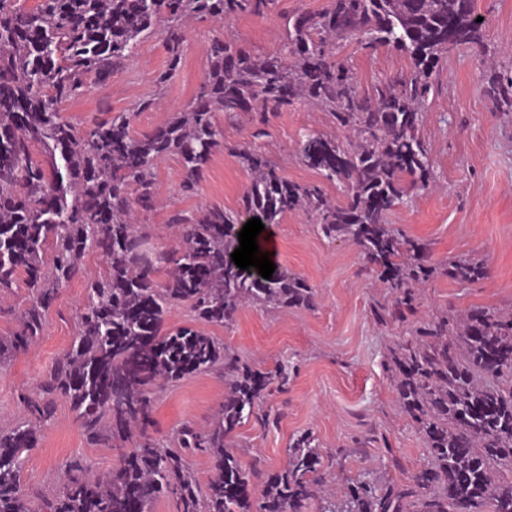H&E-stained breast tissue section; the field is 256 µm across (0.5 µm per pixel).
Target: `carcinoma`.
Wrapping results in <instances>:
<instances>
[{
    "label": "carcinoma",
    "instance_id": "cac0c4a2",
    "mask_svg": "<svg viewBox=\"0 0 512 512\" xmlns=\"http://www.w3.org/2000/svg\"><path fill=\"white\" fill-rule=\"evenodd\" d=\"M276 0H40L25 10L0 0V292L23 283L29 303L19 332L0 340V363L41 336L60 288L83 273L88 250L101 253L102 276L86 280L78 336L37 387L32 419L0 432V512H28L21 461L37 426L50 419L54 397L68 398L93 444L130 441L121 464L91 476L70 462L59 488L40 494L37 512H148L163 494L177 512H309L325 492L327 473L314 439L288 448L286 467L251 499L252 471L230 451V436L244 422L265 424L262 400L272 385L288 383V366L263 372L191 326L167 329L166 313L187 304L199 321L224 324L246 304L283 309L307 305L306 281L286 271L267 280L246 276L231 258L245 214L269 227L295 211L315 219L322 235L352 240L394 296L379 316L403 320L413 311L415 288L434 272L426 247L389 224L410 191L429 186L433 163L419 134L440 60L460 50L488 63L485 95L493 110L512 107V69L487 54L474 0H330L318 13L288 17L279 51L253 55L234 39L217 40L195 98L160 125L141 133L119 115L83 130L61 114V104L87 82L102 85L125 68L141 39L157 32L168 54L163 85L182 60L185 25L193 17L262 14ZM395 50L410 70L361 90L341 49ZM262 102L279 112L298 102L330 113L352 135H307L298 155L328 182L347 190L337 205L319 184L282 176L256 143L237 151L253 178L238 212L213 206L169 219L177 243L147 257L146 226L137 211L156 205L155 168L180 157L182 190L192 192L231 118ZM43 148L42 158L33 156ZM165 272L162 280L156 275ZM483 267L448 266L471 281ZM435 317L390 349L399 404L416 423L430 453L409 484L380 486L350 479L341 503L320 512H512V315L476 310L463 332ZM217 371L228 395L212 427L186 425L177 447L209 454L216 477L197 484L186 457L155 442L133 440L152 413L160 381Z\"/></svg>",
    "mask_w": 512,
    "mask_h": 512
}]
</instances>
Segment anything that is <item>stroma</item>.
<instances>
[{
	"label": "stroma",
	"instance_id": "obj_1",
	"mask_svg": "<svg viewBox=\"0 0 512 512\" xmlns=\"http://www.w3.org/2000/svg\"><path fill=\"white\" fill-rule=\"evenodd\" d=\"M328 4L329 0H278L261 16L191 20L181 63L159 87L154 78L165 71L167 54L160 36L150 35L122 72L106 84L88 85L63 103L61 112L85 126L125 114L135 131L150 130L194 98L209 68L213 40L229 36L250 53L269 54L282 45L287 15L317 12ZM475 10L483 19L491 52L503 66L512 65V0H475ZM344 53L366 91L383 75L408 68L405 56L385 48L360 51L351 44ZM488 75L485 62L465 51L443 60L420 126L434 181L389 217L405 237L427 245L435 267L407 322L376 317V309L390 306L392 296L375 267L352 241L326 239L299 211L283 217L271 231L278 243V265L312 287V306L281 310L248 304L224 325H204V332L223 340L260 370H273L282 362L288 365L287 386L264 400L268 425L245 421L232 438V450L241 463L259 470L253 496H261L268 475L285 467L287 448L303 434L312 435L318 444L323 469L335 477L330 485L335 496L348 477L365 475L406 485L410 475L429 462L416 425L398 403L395 375L388 368L390 348L433 314L455 317L476 309L512 313V111H492L484 94ZM154 93L160 95L162 109L139 111V102ZM215 119L224 129V145L205 168L196 195L183 192L177 157L158 162L159 204L143 217L150 248L171 247L165 230L172 212L194 214L211 205L233 211L240 207L251 173L235 152L250 142L257 115L244 112L228 119L219 112ZM265 128L263 143L285 178L323 184L336 204H346V193L323 183L297 153L303 134L335 133L329 112L297 103L268 113ZM458 259L480 262L482 276L470 282L449 277L446 268ZM81 264L85 274L105 270L92 250ZM84 276L61 288L36 343L0 368V430L29 419L25 395L70 348L85 298ZM223 401L224 381L214 372L159 384L145 435L169 445L182 425L207 430ZM124 453V446L116 443L89 444L70 400L57 398L52 420L41 426L37 445L22 458L29 507H36L37 492L58 483L70 461L81 460L92 474L102 475L119 466Z\"/></svg>",
	"mask_w": 512,
	"mask_h": 512
}]
</instances>
